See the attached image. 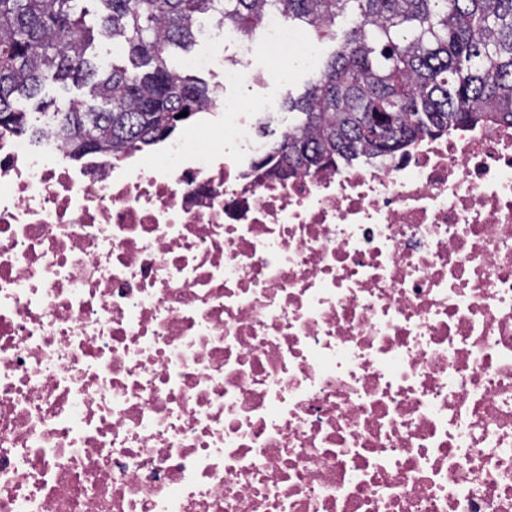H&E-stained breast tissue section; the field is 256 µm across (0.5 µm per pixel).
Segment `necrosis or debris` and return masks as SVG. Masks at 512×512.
Masks as SVG:
<instances>
[{"instance_id": "4bbe7bcc", "label": "necrosis or debris", "mask_w": 512, "mask_h": 512, "mask_svg": "<svg viewBox=\"0 0 512 512\" xmlns=\"http://www.w3.org/2000/svg\"><path fill=\"white\" fill-rule=\"evenodd\" d=\"M257 30L177 138L0 133V512H512V125L281 177Z\"/></svg>"}]
</instances>
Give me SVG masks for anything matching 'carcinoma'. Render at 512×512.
<instances>
[{"instance_id": "obj_1", "label": "carcinoma", "mask_w": 512, "mask_h": 512, "mask_svg": "<svg viewBox=\"0 0 512 512\" xmlns=\"http://www.w3.org/2000/svg\"><path fill=\"white\" fill-rule=\"evenodd\" d=\"M78 0H0V130L32 124L18 99L47 78L90 87L101 106L54 112L56 135L76 157L114 155L169 137L210 101L213 89L168 63L188 50L198 15L247 36L261 11L334 36L336 16L352 27L318 78L285 104L294 119L262 162L320 169L371 152L389 156L459 124L512 123V0H101L87 25ZM123 43L134 65L97 78L87 57L96 37Z\"/></svg>"}]
</instances>
